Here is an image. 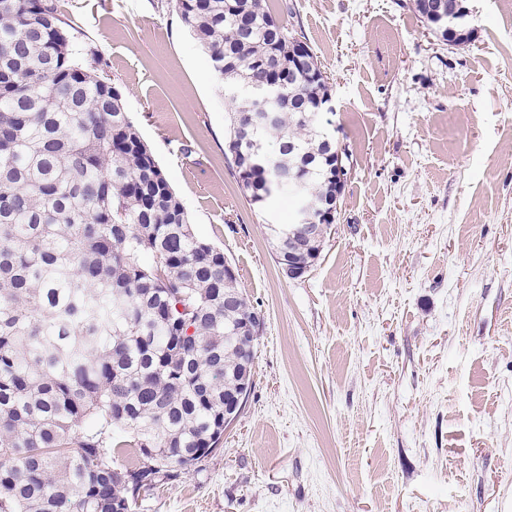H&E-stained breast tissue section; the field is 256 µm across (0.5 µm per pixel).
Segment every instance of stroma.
<instances>
[{
  "label": "stroma",
  "mask_w": 512,
  "mask_h": 512,
  "mask_svg": "<svg viewBox=\"0 0 512 512\" xmlns=\"http://www.w3.org/2000/svg\"><path fill=\"white\" fill-rule=\"evenodd\" d=\"M329 78L349 169L320 259L282 275L224 154L233 103L174 0H57L263 318L218 447L136 512H512V10L443 44L413 0H270Z\"/></svg>",
  "instance_id": "stroma-1"
}]
</instances>
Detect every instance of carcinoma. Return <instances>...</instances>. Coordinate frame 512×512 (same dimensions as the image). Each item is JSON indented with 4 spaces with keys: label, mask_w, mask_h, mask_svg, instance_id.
Listing matches in <instances>:
<instances>
[{
    "label": "carcinoma",
    "mask_w": 512,
    "mask_h": 512,
    "mask_svg": "<svg viewBox=\"0 0 512 512\" xmlns=\"http://www.w3.org/2000/svg\"><path fill=\"white\" fill-rule=\"evenodd\" d=\"M225 88L296 72L294 107L239 98L226 141L249 201L329 210L328 77L265 0H175ZM92 49L78 59L55 0H0V512H135L103 466L166 477L224 435V399L252 369L257 315L224 282ZM278 109L277 124L245 130ZM277 248L321 253L301 227ZM133 464H124L127 456Z\"/></svg>",
    "instance_id": "carcinoma-1"
}]
</instances>
